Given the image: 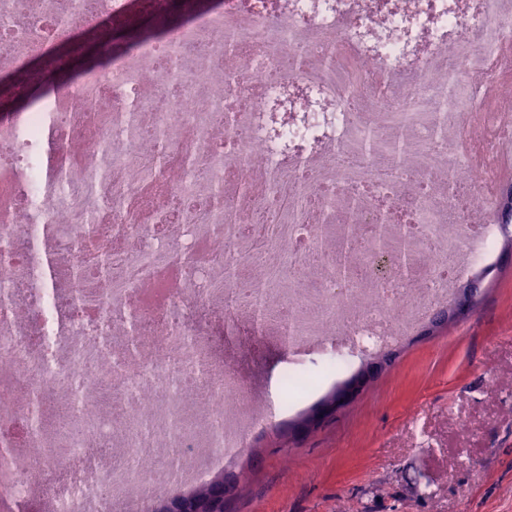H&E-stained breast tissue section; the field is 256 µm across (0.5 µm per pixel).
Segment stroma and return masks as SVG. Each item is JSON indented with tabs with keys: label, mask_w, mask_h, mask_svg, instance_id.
<instances>
[{
	"label": "stroma",
	"mask_w": 512,
	"mask_h": 512,
	"mask_svg": "<svg viewBox=\"0 0 512 512\" xmlns=\"http://www.w3.org/2000/svg\"><path fill=\"white\" fill-rule=\"evenodd\" d=\"M512 238L478 271L472 315L406 340L395 363L334 423L294 443L289 423L330 394L337 376L308 355L291 409L270 382L294 357L256 333L222 326L219 356L268 400L242 452L225 459L243 489L230 512H512Z\"/></svg>",
	"instance_id": "stroma-1"
}]
</instances>
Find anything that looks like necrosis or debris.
Returning a JSON list of instances; mask_svg holds the SVG:
<instances>
[{"label": "necrosis or debris", "instance_id": "obj_1", "mask_svg": "<svg viewBox=\"0 0 512 512\" xmlns=\"http://www.w3.org/2000/svg\"><path fill=\"white\" fill-rule=\"evenodd\" d=\"M129 6L0 0V74ZM508 41L512 0H223L0 120L8 496L29 448L53 512L207 483L266 414L214 315L340 372L446 307L497 249Z\"/></svg>", "mask_w": 512, "mask_h": 512}]
</instances>
